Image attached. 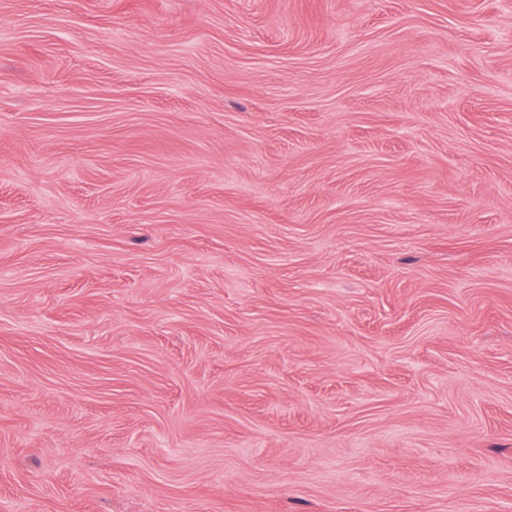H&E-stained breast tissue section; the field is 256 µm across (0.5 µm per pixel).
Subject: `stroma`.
Wrapping results in <instances>:
<instances>
[{"label":"stroma","mask_w":512,"mask_h":512,"mask_svg":"<svg viewBox=\"0 0 512 512\" xmlns=\"http://www.w3.org/2000/svg\"><path fill=\"white\" fill-rule=\"evenodd\" d=\"M0 512H512V0H0Z\"/></svg>","instance_id":"stroma-1"}]
</instances>
